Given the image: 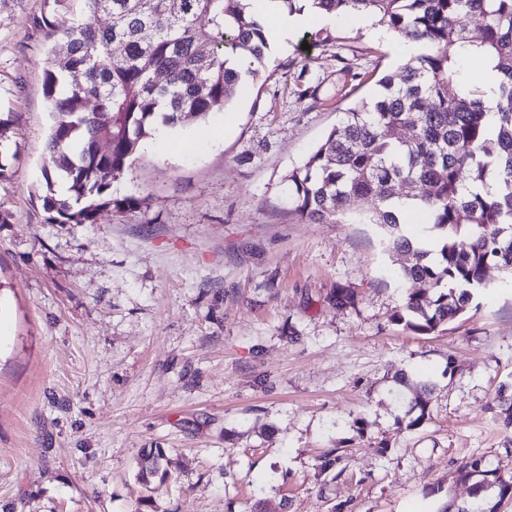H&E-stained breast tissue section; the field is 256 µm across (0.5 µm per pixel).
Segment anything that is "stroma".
Here are the masks:
<instances>
[{
	"label": "stroma",
	"instance_id": "obj_1",
	"mask_svg": "<svg viewBox=\"0 0 512 512\" xmlns=\"http://www.w3.org/2000/svg\"><path fill=\"white\" fill-rule=\"evenodd\" d=\"M41 7L0 0V512H512L462 471L480 458L512 481V281L489 270L464 316L414 333L374 228L286 204L289 170L399 45L335 18L306 50L296 30L231 111L179 126L193 148L135 155L112 192L136 211L52 224ZM400 371L436 385L416 427ZM155 447L171 478L148 490ZM166 454L161 448H150L144 451L139 462L138 479L141 484L151 489L150 485L158 479L161 483L167 478L164 468Z\"/></svg>",
	"mask_w": 512,
	"mask_h": 512
}]
</instances>
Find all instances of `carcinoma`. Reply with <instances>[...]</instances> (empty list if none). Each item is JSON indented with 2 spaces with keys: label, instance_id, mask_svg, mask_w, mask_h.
Listing matches in <instances>:
<instances>
[{
  "label": "carcinoma",
  "instance_id": "cac0c4a2",
  "mask_svg": "<svg viewBox=\"0 0 512 512\" xmlns=\"http://www.w3.org/2000/svg\"><path fill=\"white\" fill-rule=\"evenodd\" d=\"M67 0H43L35 26L55 36L44 94L51 111L48 148L57 174L39 195L55 224H93L106 208L131 210L112 196L158 126L178 127L230 110L244 83L265 70L263 16L252 0H84L105 27H60ZM288 12L312 3L336 16L366 13L421 46L379 90L345 113L304 163L288 173L289 211L313 224H371L404 257L401 275L424 283L394 318L428 334L464 314L489 287L491 268L512 277V0H276ZM483 35H467L471 19ZM464 63L499 74L497 99L458 81ZM78 79H68L69 74ZM95 101L93 110L87 103ZM410 187L403 193L402 186ZM367 203L351 211L347 201ZM428 224L437 250L421 246L406 204ZM423 384L410 400L426 413ZM166 454L144 451L138 479L165 482Z\"/></svg>",
  "mask_w": 512,
  "mask_h": 512
}]
</instances>
